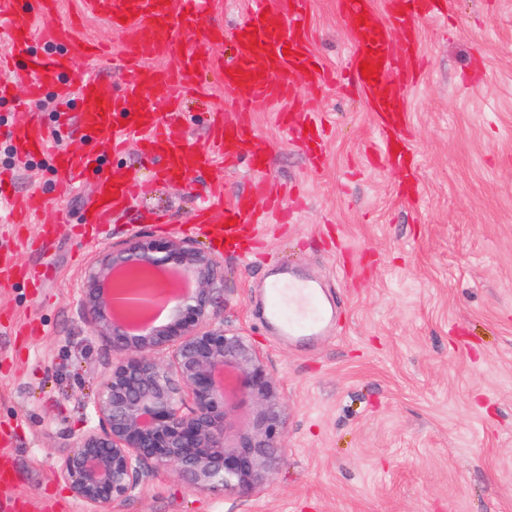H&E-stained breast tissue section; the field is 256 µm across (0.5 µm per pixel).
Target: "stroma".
I'll use <instances>...</instances> for the list:
<instances>
[{
	"label": "stroma",
	"instance_id": "obj_1",
	"mask_svg": "<svg viewBox=\"0 0 512 512\" xmlns=\"http://www.w3.org/2000/svg\"><path fill=\"white\" fill-rule=\"evenodd\" d=\"M57 2L58 22L112 51L99 64L77 62L70 82L119 76L131 31L83 15L82 0ZM310 25L312 50L336 81L312 95L305 77L291 76L288 106L328 126L324 165L309 167L277 121L279 105L234 113L268 165L227 170L225 195L263 182L298 192L304 206L295 222L269 224V257L215 254L224 327L260 352L283 403L272 478L257 493H214L168 469L143 494L97 512H512V0H451L447 20H420L409 179L387 160L375 117L346 79L354 37L336 0H311ZM231 97L218 80L209 103L189 104L190 144L203 145L210 110ZM43 100L48 110L17 86L15 99L0 101V120L36 119L55 150L88 147L59 128L54 91ZM11 170L17 191L42 201L30 223L11 227L16 261L54 276L0 287V432L14 440L32 512H96L57 471L113 357L79 312L82 275L131 235L185 237L208 182L195 173L176 185L142 179L127 215L91 235L81 222L88 187L59 195L50 156ZM155 210L169 223H145ZM59 213L64 223L41 247L44 221ZM280 266L325 283L339 311L330 334L291 344L262 324V291Z\"/></svg>",
	"mask_w": 512,
	"mask_h": 512
}]
</instances>
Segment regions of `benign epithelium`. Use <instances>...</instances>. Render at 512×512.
<instances>
[{
  "mask_svg": "<svg viewBox=\"0 0 512 512\" xmlns=\"http://www.w3.org/2000/svg\"><path fill=\"white\" fill-rule=\"evenodd\" d=\"M160 272L191 277L198 288H170L160 301L135 288ZM160 303L170 313L157 325ZM223 309L217 260L188 240L134 235L88 265L80 310L115 359L92 404L94 425L58 460L78 499L126 502L167 468L202 491L252 494L269 483L281 452L280 393L247 337L218 322ZM228 372L257 404L253 425L233 445L224 439Z\"/></svg>",
  "mask_w": 512,
  "mask_h": 512,
  "instance_id": "1",
  "label": "benign epithelium"
}]
</instances>
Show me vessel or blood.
Here are the masks:
<instances>
[{
  "mask_svg": "<svg viewBox=\"0 0 512 512\" xmlns=\"http://www.w3.org/2000/svg\"><path fill=\"white\" fill-rule=\"evenodd\" d=\"M211 0H83L87 14L106 19L113 27L132 30L123 48L128 68L119 79L94 77L80 86L77 111L61 112V124L97 141L94 152H50L48 140L34 121L22 120L10 129L19 157L52 153L63 183L69 187L88 184L91 201L85 217L89 224H108L130 206L129 189L139 176L161 184H176L190 173L203 175L213 186L196 207L192 224L211 240L245 251L258 246V227L268 215L287 221L277 196L267 194L264 183L234 198L225 197L219 185L224 166L250 156L253 170L266 166L265 153L254 147L250 128L228 119L227 111L245 112L255 103H276L288 95L289 76L307 77L311 91H318L330 76L310 47V0H247L242 22L232 31L208 20ZM345 26L354 34L350 71L367 106L381 124L386 147L401 140L405 125L406 87L413 80L417 58V22L445 17L447 0H340ZM0 29L9 41L0 50V99L10 97L14 84L7 74L16 60L26 62L23 76L30 98H40L46 89L67 91L65 82L79 60H95L99 47L77 38L71 25L46 27V51L33 48L29 23L17 9V0H0ZM191 42H184L183 32ZM231 42L230 58L213 55L212 47ZM370 63L376 75L365 78L361 63ZM221 74L233 97L227 111L211 113L206 124V142L188 145L183 137V98L204 95L210 74ZM306 132L298 138L311 164L320 161L324 126L316 118L305 121ZM137 146L149 165L138 172L114 168L100 173L104 157L123 154ZM10 173L0 172V209L8 221L20 223L33 201L16 195ZM12 240L0 235V284H12L22 274L14 258ZM264 312L268 321L286 336L321 335L334 315L326 306L321 288L311 279L282 273L266 288ZM10 442L0 438V512H25L26 502L16 489L20 479L9 451Z\"/></svg>",
  "mask_w": 512,
  "mask_h": 512,
  "instance_id": "obj_1",
  "label": "vessel or blood"
}]
</instances>
